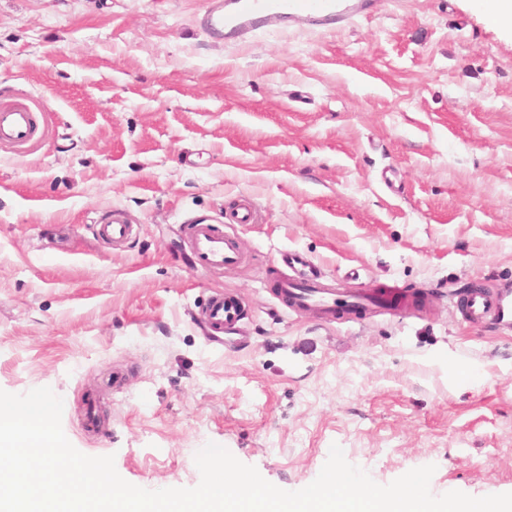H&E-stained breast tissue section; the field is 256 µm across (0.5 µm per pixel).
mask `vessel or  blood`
<instances>
[{
	"label": "vessel or blood",
	"mask_w": 512,
	"mask_h": 512,
	"mask_svg": "<svg viewBox=\"0 0 512 512\" xmlns=\"http://www.w3.org/2000/svg\"><path fill=\"white\" fill-rule=\"evenodd\" d=\"M374 0H208L201 24L218 41L245 40L268 28L284 31L307 30L330 33L346 28L358 19L370 16ZM36 135V118L29 107L18 105L0 109V143L23 146ZM97 235L105 241L121 243L131 235V226L118 212H109L97 226ZM188 244L196 265L205 270L239 266L244 253L236 236L224 233L209 221L189 226ZM282 261L299 268L295 277L281 279L276 293L296 313L315 312L324 323L335 322L345 312L367 307L390 309L399 303L412 306L413 301L396 287H385L372 297L342 294L328 287L322 275L310 271L303 255L290 252ZM464 318L478 326L492 318L502 307L501 295L484 288L470 289L461 300ZM240 296L234 292H217L199 309L196 320L210 335L234 330L244 319Z\"/></svg>",
	"instance_id": "1"
}]
</instances>
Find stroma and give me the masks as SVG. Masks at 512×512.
Instances as JSON below:
<instances>
[{
	"mask_svg": "<svg viewBox=\"0 0 512 512\" xmlns=\"http://www.w3.org/2000/svg\"><path fill=\"white\" fill-rule=\"evenodd\" d=\"M206 6L0 0V106L38 125L0 144V390L51 388L71 444L145 489L197 486L214 442L290 491L336 444L382 485L432 464L433 494L512 493V313L475 327L455 304L512 289V32L480 0H379L333 33L224 44ZM242 197L254 223L230 218ZM109 209L123 245L95 232ZM198 216L244 264L188 265ZM286 250L338 291L426 304L295 314ZM220 290L246 317L218 346L192 315Z\"/></svg>",
	"mask_w": 512,
	"mask_h": 512,
	"instance_id": "obj_1",
	"label": "stroma"
}]
</instances>
